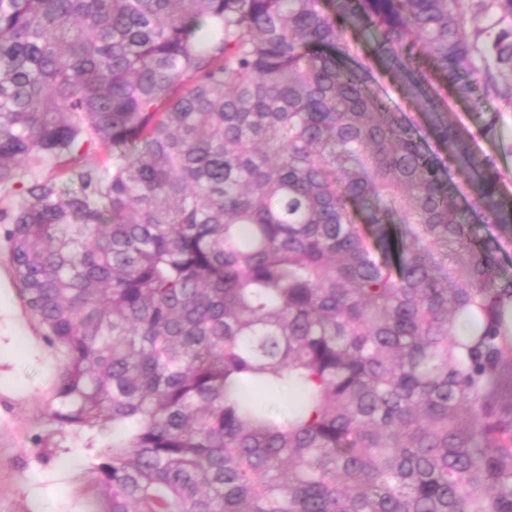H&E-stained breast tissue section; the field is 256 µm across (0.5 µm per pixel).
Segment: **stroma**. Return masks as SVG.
<instances>
[{
  "label": "stroma",
  "instance_id": "stroma-1",
  "mask_svg": "<svg viewBox=\"0 0 512 512\" xmlns=\"http://www.w3.org/2000/svg\"><path fill=\"white\" fill-rule=\"evenodd\" d=\"M443 112L449 123L472 128L491 121L494 113H502V121L495 122L496 136L478 141L476 150L495 159L507 176L503 190L512 196V111L492 98L475 109L450 96ZM60 359L53 348L43 358L18 353L14 367L20 377L19 390L0 391V512H32L26 484L28 473L54 472L61 454L70 450L79 452L81 463L76 471L58 480V499L51 510L69 512L76 503L84 505L86 512L97 510L88 471L105 450L111 434L97 428H62L51 422L47 400L53 385L51 374Z\"/></svg>",
  "mask_w": 512,
  "mask_h": 512
}]
</instances>
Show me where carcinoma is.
<instances>
[{"label": "carcinoma", "instance_id": "carcinoma-1", "mask_svg": "<svg viewBox=\"0 0 512 512\" xmlns=\"http://www.w3.org/2000/svg\"><path fill=\"white\" fill-rule=\"evenodd\" d=\"M435 84L512 104V0H0V222L98 512H512V277L454 195L512 202ZM373 85L380 93H387L390 104L396 112L405 114L414 122H423L417 103L399 90V82L386 73L382 68L373 70Z\"/></svg>", "mask_w": 512, "mask_h": 512}]
</instances>
